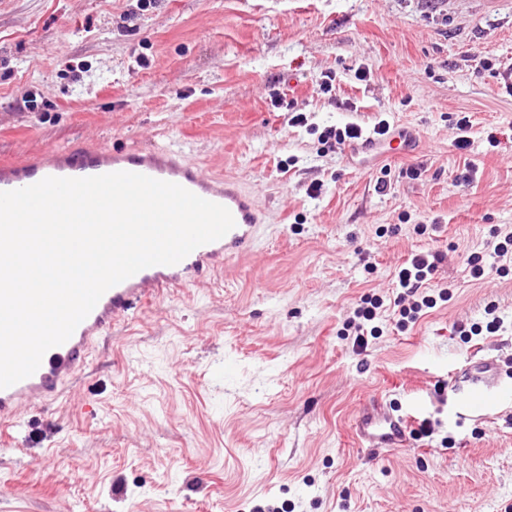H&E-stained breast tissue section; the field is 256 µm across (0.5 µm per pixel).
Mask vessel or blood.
<instances>
[{
    "instance_id": "1",
    "label": "vessel or blood",
    "mask_w": 512,
    "mask_h": 512,
    "mask_svg": "<svg viewBox=\"0 0 512 512\" xmlns=\"http://www.w3.org/2000/svg\"><path fill=\"white\" fill-rule=\"evenodd\" d=\"M399 134L364 138V154L388 158L402 154ZM118 171L143 174L181 185L192 193L225 206L235 226L221 239L204 244L175 265L145 268L113 286L100 298L91 313L63 344L49 349L31 376L0 389V421L16 422L24 408L56 401L64 385L83 367L97 339L108 332L113 321L126 317L138 304L162 288H185L202 282L212 273L252 252L263 222L253 195L230 176L203 174L181 150L163 148L143 151L105 147L47 150L25 156L0 170V191L33 185L47 177L82 178ZM448 412L458 421H493L512 408V382L504 380L499 361L490 355L471 359L463 371L449 375ZM423 414L420 399H412L406 413L382 406L365 409L352 425L362 447L395 448L403 442L411 423Z\"/></svg>"
}]
</instances>
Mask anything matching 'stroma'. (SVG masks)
<instances>
[{
	"mask_svg": "<svg viewBox=\"0 0 512 512\" xmlns=\"http://www.w3.org/2000/svg\"><path fill=\"white\" fill-rule=\"evenodd\" d=\"M296 109L322 127L380 117L418 145L358 169L291 126ZM93 143L182 148L252 192L264 230L204 284L113 323L57 401L6 427L0 512L512 506V411L463 425L441 389L476 350L512 362V274L467 266L512 230V0H0V166ZM418 250L444 253L452 299L353 350L361 298L395 297ZM491 304L502 329L460 336ZM375 396L424 397L451 446L369 456L351 424Z\"/></svg>",
	"mask_w": 512,
	"mask_h": 512,
	"instance_id": "35a3bbf8",
	"label": "stroma"
}]
</instances>
